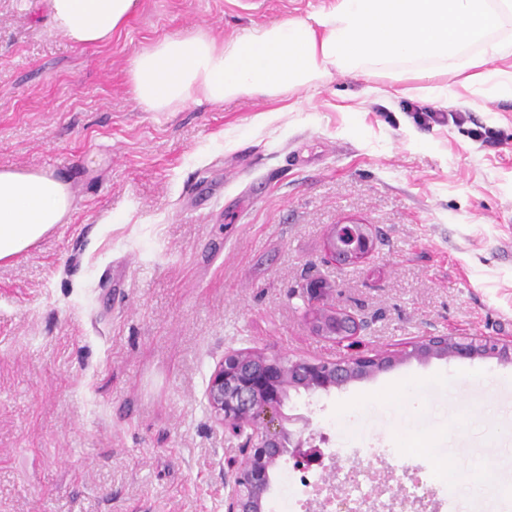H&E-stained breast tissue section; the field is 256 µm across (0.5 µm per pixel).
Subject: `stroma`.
<instances>
[{
  "label": "stroma",
  "mask_w": 512,
  "mask_h": 512,
  "mask_svg": "<svg viewBox=\"0 0 512 512\" xmlns=\"http://www.w3.org/2000/svg\"><path fill=\"white\" fill-rule=\"evenodd\" d=\"M333 0H139L109 44L75 47L46 0H0V166L70 176L75 208L0 265V512H224L236 448L204 392L225 350L332 359L296 287L366 321L364 353L425 336L512 340V100L437 76L464 123H416L408 104L443 111L423 80L334 74L309 89L221 107L147 112L132 56L203 29L227 38ZM492 129L494 143L472 129ZM373 225L369 257L328 262L331 225ZM418 382L420 410L395 399ZM283 411L325 448L384 470L456 465L467 488L444 512H512V365L408 359L329 391H289ZM344 472L271 471L266 512Z\"/></svg>",
  "instance_id": "1"
}]
</instances>
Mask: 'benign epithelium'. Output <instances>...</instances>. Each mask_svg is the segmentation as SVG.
I'll list each match as a JSON object with an SVG mask.
<instances>
[{"mask_svg":"<svg viewBox=\"0 0 512 512\" xmlns=\"http://www.w3.org/2000/svg\"><path fill=\"white\" fill-rule=\"evenodd\" d=\"M373 245L370 225L347 221L332 225L326 238V253L334 262L352 266L366 259ZM300 297L309 304H317L310 316L316 335L344 341L363 330V322L350 312L319 306L324 289L318 285H302ZM430 357L490 358L512 364V340L427 336L402 353H360L334 361H285L254 350L225 352L205 392L215 420L224 426L239 451V457L230 465L234 477L227 484L225 512H264L270 471L284 456L308 464L321 460L322 451L314 436L305 438L303 431L293 432L286 427L297 419L308 427V419L283 413V401L289 390L327 391L388 370L403 359Z\"/></svg>","mask_w":512,"mask_h":512,"instance_id":"obj_1","label":"benign epithelium"}]
</instances>
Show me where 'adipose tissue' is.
I'll use <instances>...</instances> for the list:
<instances>
[{"label":"adipose tissue","mask_w":512,"mask_h":512,"mask_svg":"<svg viewBox=\"0 0 512 512\" xmlns=\"http://www.w3.org/2000/svg\"><path fill=\"white\" fill-rule=\"evenodd\" d=\"M55 28L78 47L101 46L124 29L138 0H49ZM512 30V0H334L303 17L228 39L196 32L163 37L128 69L133 98L172 112L242 96L277 97L334 72L435 77L512 92V71L492 68ZM74 208L70 178L42 168L0 167V262L27 252Z\"/></svg>","instance_id":"obj_1"}]
</instances>
